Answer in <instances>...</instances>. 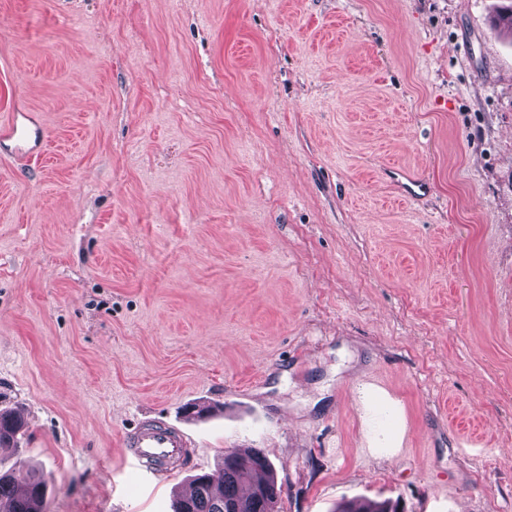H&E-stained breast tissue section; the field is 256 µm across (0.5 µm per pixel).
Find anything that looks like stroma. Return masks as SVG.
Instances as JSON below:
<instances>
[{
  "mask_svg": "<svg viewBox=\"0 0 512 512\" xmlns=\"http://www.w3.org/2000/svg\"><path fill=\"white\" fill-rule=\"evenodd\" d=\"M497 2L0 0V114L44 130L0 141V471L171 512L257 448L280 512H512ZM144 416L194 441L160 481L123 457ZM0 124L5 127V132L1 134L2 138L14 142L15 154L17 156H33L37 150L36 145L42 143L44 131L40 126L33 123L19 121V113L9 112L0 117ZM33 141L34 146H30ZM21 419L8 411H0V447L4 444L11 445L14 443L17 435L22 430Z\"/></svg>",
  "mask_w": 512,
  "mask_h": 512,
  "instance_id": "35a3bbf8",
  "label": "stroma"
}]
</instances>
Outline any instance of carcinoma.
Masks as SVG:
<instances>
[{
	"instance_id": "1",
	"label": "carcinoma",
	"mask_w": 512,
	"mask_h": 512,
	"mask_svg": "<svg viewBox=\"0 0 512 512\" xmlns=\"http://www.w3.org/2000/svg\"><path fill=\"white\" fill-rule=\"evenodd\" d=\"M495 22L512 34V0H501ZM22 430L15 414L0 411V447L14 443ZM191 494L174 500L172 512H276L281 494L267 457L256 448L224 455L216 470L197 474ZM46 484L43 477L30 480L22 494L8 473L0 474V512H43ZM336 512H397L389 502L368 501L359 506L344 504Z\"/></svg>"
}]
</instances>
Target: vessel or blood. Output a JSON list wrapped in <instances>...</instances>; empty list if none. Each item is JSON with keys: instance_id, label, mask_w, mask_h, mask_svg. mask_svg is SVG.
Returning <instances> with one entry per match:
<instances>
[{"instance_id": "b4317fda", "label": "vessel or blood", "mask_w": 512, "mask_h": 512, "mask_svg": "<svg viewBox=\"0 0 512 512\" xmlns=\"http://www.w3.org/2000/svg\"><path fill=\"white\" fill-rule=\"evenodd\" d=\"M5 139L14 142L15 153L30 157L44 139L40 126L20 121L18 113L10 112L0 117ZM190 446L188 438L177 428L157 418L141 420L131 431L125 433L123 451L130 458L136 471L155 476L169 474L172 461L184 457Z\"/></svg>"}]
</instances>
